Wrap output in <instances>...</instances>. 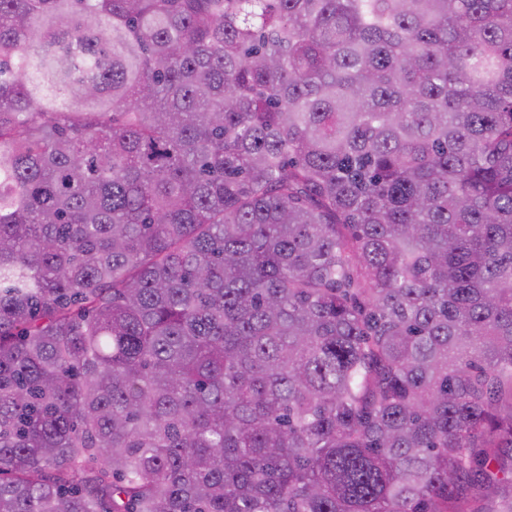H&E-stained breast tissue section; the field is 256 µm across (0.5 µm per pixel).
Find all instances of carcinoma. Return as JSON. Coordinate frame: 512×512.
Here are the masks:
<instances>
[{"mask_svg": "<svg viewBox=\"0 0 512 512\" xmlns=\"http://www.w3.org/2000/svg\"><path fill=\"white\" fill-rule=\"evenodd\" d=\"M0 512H512V0H0Z\"/></svg>", "mask_w": 512, "mask_h": 512, "instance_id": "1", "label": "carcinoma"}]
</instances>
